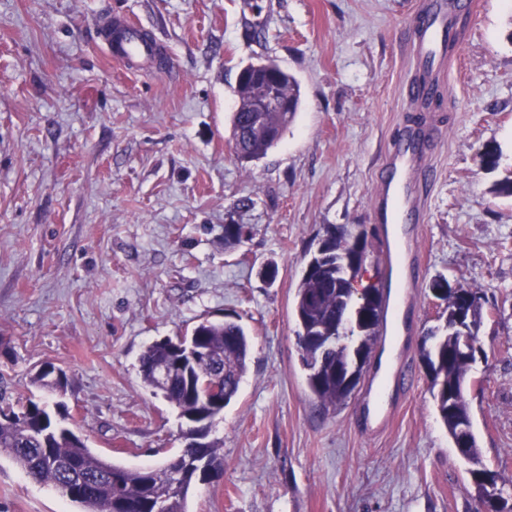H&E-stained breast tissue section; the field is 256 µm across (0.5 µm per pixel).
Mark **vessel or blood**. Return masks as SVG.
<instances>
[{"label": "vessel or blood", "mask_w": 512, "mask_h": 512, "mask_svg": "<svg viewBox=\"0 0 512 512\" xmlns=\"http://www.w3.org/2000/svg\"><path fill=\"white\" fill-rule=\"evenodd\" d=\"M476 6V0H426L425 15L410 40L416 82L440 86L454 50L457 17ZM104 27L100 38L104 54L128 70L148 67L161 51L159 43L130 18L106 17ZM438 140L439 128L429 114H421L414 124H403L401 138L390 148L378 178L371 211L374 223L420 221L434 180L430 160Z\"/></svg>", "instance_id": "b4317fda"}]
</instances>
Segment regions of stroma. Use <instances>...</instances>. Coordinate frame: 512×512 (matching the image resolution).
Returning a JSON list of instances; mask_svg holds the SVG:
<instances>
[{
	"mask_svg": "<svg viewBox=\"0 0 512 512\" xmlns=\"http://www.w3.org/2000/svg\"><path fill=\"white\" fill-rule=\"evenodd\" d=\"M419 0H0V394L43 399L31 376L62 369L67 426L98 457L163 467L184 446L176 411L139 358L202 318L251 340L237 398L208 438L216 478L187 512H478L469 465L428 392L421 347L444 325L428 290L445 275L481 292L483 356L469 374L483 464L512 495V0H481L433 118L442 140L424 219L404 227L402 320L410 382L385 428L359 427L364 385L317 406L296 346L295 288L325 225L363 228L364 282L383 283L376 175L409 103ZM138 20L162 62L106 59L98 22ZM275 60L300 109L259 161L240 163L239 71ZM250 207H240L241 199ZM248 237L224 243V227ZM275 262L278 276L259 275ZM0 512H78L0 458Z\"/></svg>",
	"mask_w": 512,
	"mask_h": 512,
	"instance_id": "stroma-1",
	"label": "stroma"
}]
</instances>
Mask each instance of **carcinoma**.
<instances>
[{"label": "carcinoma", "instance_id": "1", "mask_svg": "<svg viewBox=\"0 0 512 512\" xmlns=\"http://www.w3.org/2000/svg\"><path fill=\"white\" fill-rule=\"evenodd\" d=\"M279 83L288 98L286 112H251L253 101L265 92L263 83L249 77L237 82L238 111L232 113L231 128L237 160L248 164L265 157L282 139L293 122L300 105L296 80L279 70ZM323 248L331 262L313 272H303L298 282L293 314L300 360L307 370V385L322 409L335 408L350 395L344 378L336 375L335 368H344L368 361L381 342L384 317L382 289L371 285L375 295L372 323L365 327L341 332L337 330L336 316H347L359 307L367 295L350 286L343 278L336 259H349L348 270L357 262L356 245L343 233L324 227ZM367 254V243L361 251ZM475 291L461 285L448 287L440 296L447 314L446 329L428 333L432 343L423 347V361L430 364L433 377L429 379V392L435 411L450 435H456L461 425L472 427L468 398L458 391L465 383L476 361V353L460 351L461 324L475 344H480L478 330L483 306L462 311L459 298ZM184 338L207 351L195 360L186 358L172 346L167 337L153 342L140 357V374L144 384L161 394L177 411L185 424L181 432L184 447L180 453L161 468L124 467L97 457L86 440L72 429L53 420L45 402L27 399L19 408L7 403L0 406V457L5 456L19 466L34 481L59 490L79 507L80 512H113L114 501L128 505L125 512H186L187 497L197 475H206L196 462L203 459L218 468L219 445L205 442L194 447L196 424L223 415L237 396L247 371L250 344L245 327L234 320L204 319L196 323ZM161 364L172 365L165 382L156 377ZM54 370H38L31 384L50 393L62 394L67 379L52 377ZM222 386L218 400L206 404L203 394L213 385ZM469 460L480 464L470 470L471 486L478 502L492 494L499 499L496 512H512V505L498 487L496 472L481 465L480 449L475 435H469Z\"/></svg>", "mask_w": 512, "mask_h": 512}]
</instances>
